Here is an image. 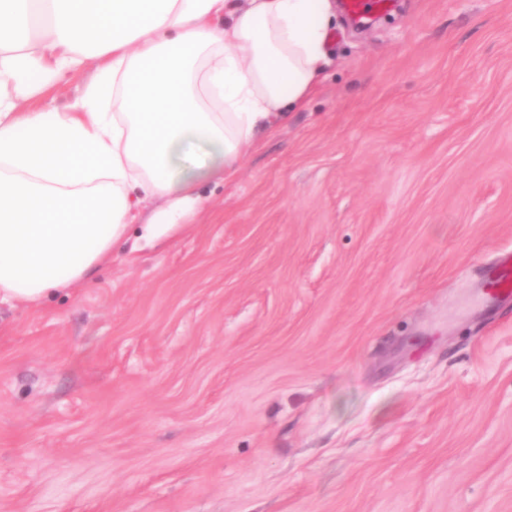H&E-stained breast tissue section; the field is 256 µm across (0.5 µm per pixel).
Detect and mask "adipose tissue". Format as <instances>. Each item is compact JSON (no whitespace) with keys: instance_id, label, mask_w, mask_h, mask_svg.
<instances>
[{"instance_id":"ef3b65f1","label":"adipose tissue","mask_w":512,"mask_h":512,"mask_svg":"<svg viewBox=\"0 0 512 512\" xmlns=\"http://www.w3.org/2000/svg\"><path fill=\"white\" fill-rule=\"evenodd\" d=\"M335 18L332 0H0V303L42 305L131 226L150 242L184 223L197 181L233 179L302 104ZM91 74V70H88L72 76L63 83L57 85L51 93L55 98V105L58 107H64L71 103L81 93L84 85L91 78Z\"/></svg>"}]
</instances>
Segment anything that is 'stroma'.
I'll list each match as a JSON object with an SVG mask.
<instances>
[{"instance_id": "1", "label": "stroma", "mask_w": 512, "mask_h": 512, "mask_svg": "<svg viewBox=\"0 0 512 512\" xmlns=\"http://www.w3.org/2000/svg\"><path fill=\"white\" fill-rule=\"evenodd\" d=\"M328 52L186 224L0 304V512H512V0ZM482 295L491 300L501 296H512V257L501 259L490 267Z\"/></svg>"}]
</instances>
